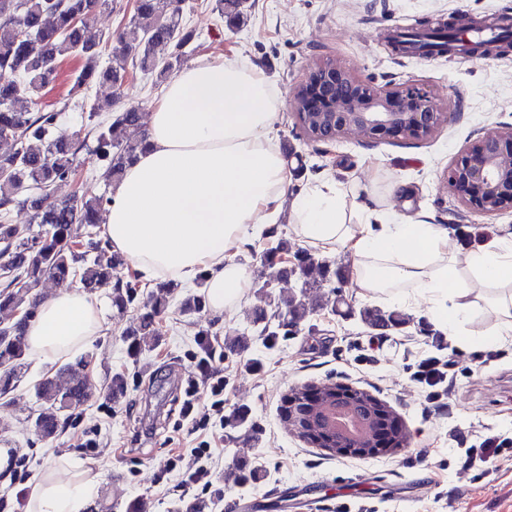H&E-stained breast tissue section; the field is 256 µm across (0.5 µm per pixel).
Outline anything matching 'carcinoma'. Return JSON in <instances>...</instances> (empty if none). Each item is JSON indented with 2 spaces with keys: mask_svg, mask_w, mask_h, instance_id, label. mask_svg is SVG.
I'll return each mask as SVG.
<instances>
[{
  "mask_svg": "<svg viewBox=\"0 0 512 512\" xmlns=\"http://www.w3.org/2000/svg\"><path fill=\"white\" fill-rule=\"evenodd\" d=\"M216 10L231 26L247 17L245 0H215ZM115 0H0V143L10 148L0 153V395L8 394L24 374L27 357L26 326L41 300L34 292L43 279L64 284L76 282L94 292L112 283V306L124 309L138 297L139 283L123 274L126 262L112 252L110 242L98 237L97 224L110 202L106 194L74 193L66 200L52 198L58 182L75 180L83 144L76 135L59 128L60 112H31L18 106L26 96L37 95L56 83L62 63L78 66L68 77V96L86 95L97 82L122 87L129 69L156 76L162 83L176 74L186 60L185 47L193 31L183 20L185 0H136L134 12L115 36L95 30L89 19L99 10L111 8ZM110 47L109 65L100 66L101 49ZM169 49L165 58L156 50ZM112 109V101L94 103L87 112L96 146L94 154L106 163L109 178L117 182L125 168L137 160L147 146V132L137 106L125 107L100 119ZM29 209L38 233L9 223L14 207ZM297 260V272L286 268L282 257ZM270 270L268 281L289 284L288 293L266 292L268 302L255 309L251 335L268 350L296 335L310 320L316 306L309 303L311 291L342 288L345 269L336 267L308 251L294 247L288 239L271 240L258 254ZM178 284L167 281L155 286L150 304L137 325L126 329L127 353L137 361L160 340L158 318L175 300ZM360 320L379 329H398L408 322L399 312L364 308ZM91 360L81 357L63 366L67 380L60 384L46 377L35 387L38 409L32 419L35 434L54 440L64 415L86 405L93 397L88 382ZM224 426L243 430L258 439L260 428L239 409L224 418ZM237 486L254 483L261 471L244 466L229 474Z\"/></svg>",
  "mask_w": 512,
  "mask_h": 512,
  "instance_id": "cac0c4a2",
  "label": "carcinoma"
}]
</instances>
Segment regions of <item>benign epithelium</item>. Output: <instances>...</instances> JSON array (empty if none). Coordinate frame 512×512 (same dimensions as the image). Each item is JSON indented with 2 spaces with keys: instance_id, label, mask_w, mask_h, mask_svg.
<instances>
[{
  "instance_id": "1",
  "label": "benign epithelium",
  "mask_w": 512,
  "mask_h": 512,
  "mask_svg": "<svg viewBox=\"0 0 512 512\" xmlns=\"http://www.w3.org/2000/svg\"><path fill=\"white\" fill-rule=\"evenodd\" d=\"M296 125L310 142H420L448 123V101L410 83L379 87L336 65L319 63L296 87ZM447 189L468 211H512V124L469 142L446 173ZM281 419L311 448L369 459L408 447L402 417L370 392L330 381L291 389Z\"/></svg>"
}]
</instances>
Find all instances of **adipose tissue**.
Wrapping results in <instances>:
<instances>
[{
    "label": "adipose tissue",
    "instance_id": "adipose-tissue-1",
    "mask_svg": "<svg viewBox=\"0 0 512 512\" xmlns=\"http://www.w3.org/2000/svg\"><path fill=\"white\" fill-rule=\"evenodd\" d=\"M277 109L266 75L242 60L197 59L163 87L147 116L150 146L113 183L102 225L141 280L190 283L203 272L212 314L240 307L251 281L245 247L286 210L308 246L348 250L362 296L415 290L450 335L481 285L512 287V237L491 239L461 263L443 225L347 223L333 180L288 198L287 163L273 140ZM101 327L91 296L64 286L46 294L29 322V351L54 360ZM97 491L95 478L49 473L32 486L28 512H86Z\"/></svg>",
    "mask_w": 512,
    "mask_h": 512
}]
</instances>
